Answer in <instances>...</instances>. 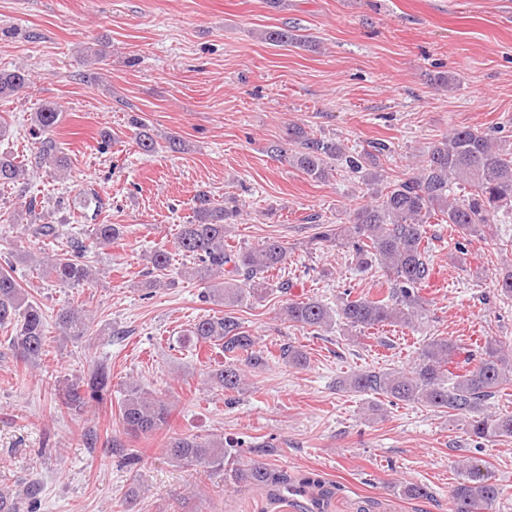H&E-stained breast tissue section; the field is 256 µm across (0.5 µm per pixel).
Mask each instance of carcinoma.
<instances>
[{
	"label": "carcinoma",
	"mask_w": 512,
	"mask_h": 512,
	"mask_svg": "<svg viewBox=\"0 0 512 512\" xmlns=\"http://www.w3.org/2000/svg\"><path fill=\"white\" fill-rule=\"evenodd\" d=\"M263 37L275 44L297 40L286 28L268 30ZM30 84L23 69L0 70V97L18 94ZM35 167L48 165L59 175L70 169V160L58 150L51 132L59 121L52 103L41 105L33 116ZM137 127L136 145L153 154L163 148L172 152L185 149L176 136L160 145L146 125L133 120ZM288 141L296 145L293 164L305 175L324 181L331 172L332 161L345 155L343 146L334 141L311 137L298 125L288 128ZM390 151L377 142L374 151L351 156L352 170L376 168L380 157ZM27 164L8 154H0V189H7L27 177ZM458 186L470 188L459 198ZM512 203V150L492 135L471 127H456L433 146L413 176L374 191V201L363 204L349 216L346 224H328L319 242L343 246L352 252L356 264L368 269L378 264L387 277V294L382 297L345 294L341 304L331 308L314 300H291L281 309V319L292 327L318 332L336 322L363 333L384 326L415 329L426 317L420 290L431 274L429 246L425 245L428 220L457 226L468 236L482 234L496 223L501 210ZM239 210L214 203L205 194L197 198L194 217L181 225L176 247L193 260L184 269L190 279L207 284L204 301L233 305L247 294L262 301L268 293L270 274L286 268L288 247L268 239L246 250H233L226 243L230 224ZM98 245H110L122 235L119 224H96L91 229ZM87 246L79 239L70 240V251L54 254L39 267L42 275L62 288L92 284L95 275L84 261ZM499 295L512 298V267L502 269L496 284ZM12 328L9 338L13 357L31 366L47 355L48 323L40 304L31 300L25 288L8 271L0 270V328ZM55 327L63 336L79 340L88 336L90 318L86 311L68 302L55 314ZM194 346H218L224 351V365L209 372L205 384L219 394L238 392L246 384L245 368L268 365L269 355L257 348V342L235 316L199 318L190 329ZM284 363L303 367L304 350L290 342L279 349ZM512 382V359L505 348L489 339L481 349L466 352L457 341L429 336L412 367L408 370L365 369L339 381L340 387L358 395H379L400 402L420 404L448 413V418L467 420L466 433L475 439L495 441L512 438V414L489 411V400ZM112 370L104 362L66 384L61 403L82 414L93 404L110 395ZM119 423L123 432L133 437H148L168 426L171 408L164 400L143 390L137 383L126 385L119 405ZM233 440L184 436L169 438L165 452L178 465H195L224 475V483L237 488L263 489L275 500L288 490L302 493L321 482L304 477L288 482V475L260 459L270 453L267 447L253 450L256 459L243 460L234 452ZM500 487L476 464L460 467L459 481L449 497V512H485L498 499ZM41 486L30 481L16 491L0 492V512H37Z\"/></svg>",
	"instance_id": "1"
}]
</instances>
